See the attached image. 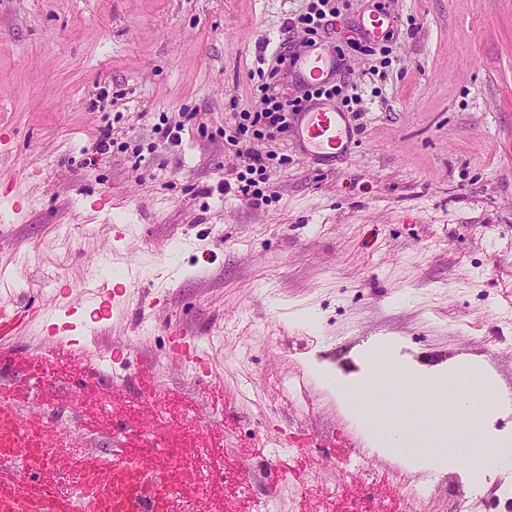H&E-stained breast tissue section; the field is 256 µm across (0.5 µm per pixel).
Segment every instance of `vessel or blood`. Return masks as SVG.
Returning <instances> with one entry per match:
<instances>
[{
    "mask_svg": "<svg viewBox=\"0 0 512 512\" xmlns=\"http://www.w3.org/2000/svg\"><path fill=\"white\" fill-rule=\"evenodd\" d=\"M335 62L333 52L317 49L301 53L295 66L305 83L316 86L329 79ZM297 132L311 156L332 158L352 144L346 115L323 102L302 113ZM117 295L105 282L89 284L77 304L70 289L59 291L68 313L82 304L102 319ZM35 313L31 306L1 302L0 341L16 336ZM16 363L27 381H45L39 357L21 356ZM24 401V394L0 391V512H165L173 493L192 500L202 495L192 451L182 441L152 443L138 427L127 426L121 430L123 447L111 453L57 457L52 447L60 429L44 415H23Z\"/></svg>",
    "mask_w": 512,
    "mask_h": 512,
    "instance_id": "b4317fda",
    "label": "vessel or blood"
}]
</instances>
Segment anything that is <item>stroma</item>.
<instances>
[{
  "mask_svg": "<svg viewBox=\"0 0 512 512\" xmlns=\"http://www.w3.org/2000/svg\"><path fill=\"white\" fill-rule=\"evenodd\" d=\"M307 3L0 0V265L9 300L43 313L14 347L47 368L26 405L66 454L120 447L121 422L223 447L185 512H401L407 483L458 489L453 512H512V469L472 484L383 458L310 372L358 376L384 341L406 369L476 362L512 433V0H384L398 22L372 54L339 34L355 144L328 161L247 139L271 158L255 206L224 129L261 109ZM180 120L181 142L157 143ZM111 275V319L45 344L58 288ZM175 331L215 380L170 358Z\"/></svg>",
  "mask_w": 512,
  "mask_h": 512,
  "instance_id": "obj_1",
  "label": "stroma"
}]
</instances>
